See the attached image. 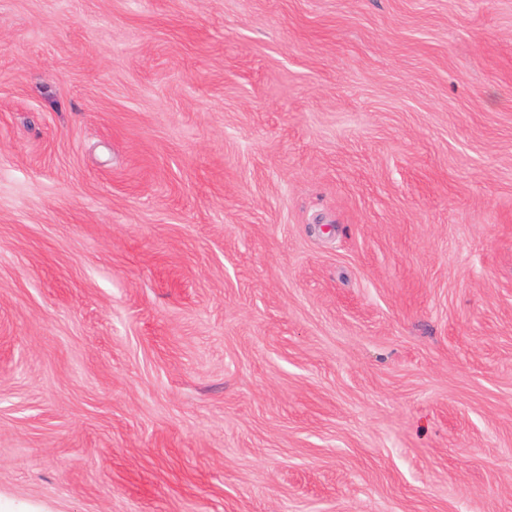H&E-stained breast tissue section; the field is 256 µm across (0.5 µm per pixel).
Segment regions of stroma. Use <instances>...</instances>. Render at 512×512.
<instances>
[{
  "mask_svg": "<svg viewBox=\"0 0 512 512\" xmlns=\"http://www.w3.org/2000/svg\"><path fill=\"white\" fill-rule=\"evenodd\" d=\"M0 512H512V0H0Z\"/></svg>",
  "mask_w": 512,
  "mask_h": 512,
  "instance_id": "obj_1",
  "label": "stroma"
}]
</instances>
